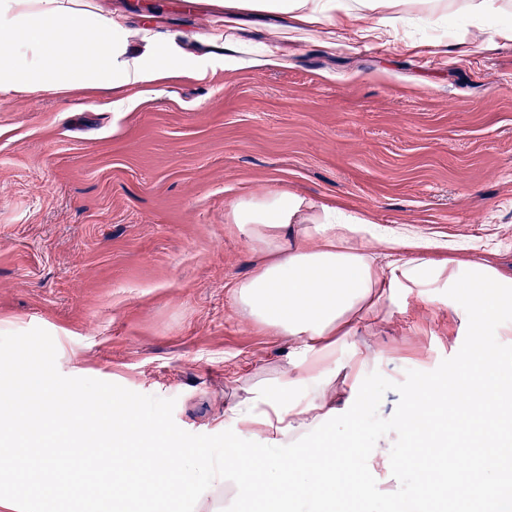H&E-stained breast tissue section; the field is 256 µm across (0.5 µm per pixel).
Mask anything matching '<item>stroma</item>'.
Here are the masks:
<instances>
[{
    "mask_svg": "<svg viewBox=\"0 0 512 512\" xmlns=\"http://www.w3.org/2000/svg\"><path fill=\"white\" fill-rule=\"evenodd\" d=\"M468 2L450 24L427 0L378 39L371 17L314 36L214 0H78L174 35L207 76L122 107L104 90L0 94V334L42 328L62 375L174 400L181 429L214 435L235 384L274 382L292 346L237 303L258 260L224 222L237 200L293 190L512 275V41H464L490 22ZM466 331L447 280L399 288L353 338L373 358L357 391L337 362L361 445L387 441L394 461L365 512H430L396 421L415 383L471 358Z\"/></svg>",
    "mask_w": 512,
    "mask_h": 512,
    "instance_id": "1",
    "label": "stroma"
}]
</instances>
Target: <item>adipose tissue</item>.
<instances>
[{
    "label": "adipose tissue",
    "instance_id": "obj_1",
    "mask_svg": "<svg viewBox=\"0 0 512 512\" xmlns=\"http://www.w3.org/2000/svg\"><path fill=\"white\" fill-rule=\"evenodd\" d=\"M418 0H224L227 7L277 12L309 25H347L368 16L399 15ZM100 38L87 44L83 32ZM0 41L19 52L0 54V93L46 89L109 88L116 105L137 84L167 80L186 72L173 37L127 29L115 16L73 7L72 0H0ZM337 210L278 192L262 201L241 200L224 221L258 245L261 261L236 286L238 302L257 321L279 329L294 342L277 387L264 382L234 389L224 406L241 433L264 434L265 445L230 443L214 462L215 482L194 512H223L241 504L256 512H304L310 497L342 486L346 502L365 492L364 475L389 471L384 445L369 448L339 443L326 432L336 420L335 374L329 368L359 326L390 307L402 282L424 284L447 272L449 287L465 285L468 333L499 328L512 335V276L486 260L441 262L408 253L403 239L388 237L383 252L361 245L371 225L360 217L340 223ZM506 359L483 355L465 363L459 377L429 379L412 387L397 421L408 444L404 461L434 477L448 476V500L512 512V498L490 500L512 475V411L496 374ZM450 430L465 437L462 449L426 447L433 434ZM288 455H281V448Z\"/></svg>",
    "mask_w": 512,
    "mask_h": 512
}]
</instances>
